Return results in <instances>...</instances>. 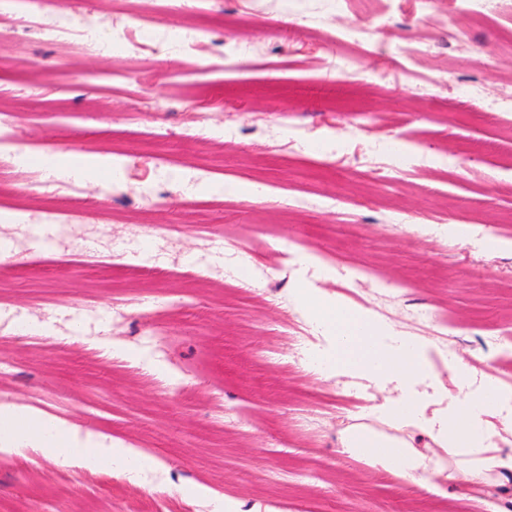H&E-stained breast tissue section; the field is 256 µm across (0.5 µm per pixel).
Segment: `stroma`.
<instances>
[{"mask_svg":"<svg viewBox=\"0 0 512 512\" xmlns=\"http://www.w3.org/2000/svg\"><path fill=\"white\" fill-rule=\"evenodd\" d=\"M24 2L0 8V113L26 150L1 190H30L17 218L0 200V407L140 458L108 474L0 455V512H512L510 490L442 501L341 452L374 388L311 368L332 332L295 300L320 290L434 343L439 373L474 353L491 374L512 333V112L456 92L512 91V0L483 18L478 0H382L391 33L368 44L337 31L345 0H156L109 48L27 21L118 24L130 0ZM188 31L194 53L174 50ZM146 66L153 86L127 81ZM60 150L119 168L44 169ZM435 311L446 339L418 320Z\"/></svg>","mask_w":512,"mask_h":512,"instance_id":"stroma-1","label":"stroma"}]
</instances>
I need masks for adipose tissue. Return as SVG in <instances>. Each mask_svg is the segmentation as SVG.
<instances>
[{
  "instance_id": "1",
  "label": "adipose tissue",
  "mask_w": 512,
  "mask_h": 512,
  "mask_svg": "<svg viewBox=\"0 0 512 512\" xmlns=\"http://www.w3.org/2000/svg\"><path fill=\"white\" fill-rule=\"evenodd\" d=\"M309 315L336 328L321 358L338 372L368 380L379 392L372 423H354L339 431L344 452L360 457L373 470L397 477L439 496L449 487L480 490L492 479L512 480V452L502 444L512 437V388L487 378L475 392L467 385L475 368L460 360L447 375L431 368L433 350L426 343L391 335L366 313L333 307L319 294L299 289ZM455 391H447L446 381ZM442 395L443 407H432L430 392ZM57 422L18 409H0V453H17L19 445L37 439L42 454L105 470L123 456L111 436H80L70 431L68 446L57 438Z\"/></svg>"
}]
</instances>
